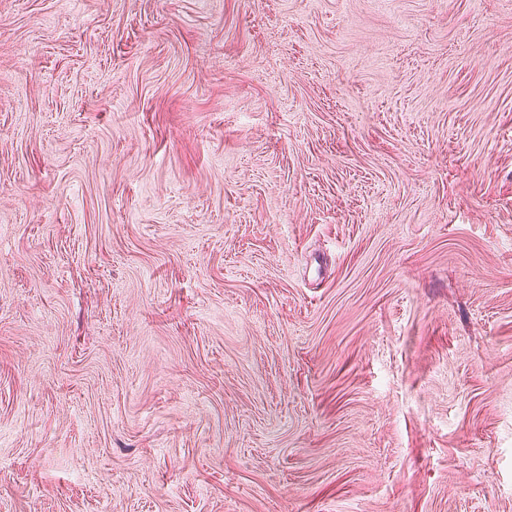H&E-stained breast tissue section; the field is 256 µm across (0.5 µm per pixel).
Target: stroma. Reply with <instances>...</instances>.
I'll return each mask as SVG.
<instances>
[{
    "label": "stroma",
    "instance_id": "obj_1",
    "mask_svg": "<svg viewBox=\"0 0 512 512\" xmlns=\"http://www.w3.org/2000/svg\"><path fill=\"white\" fill-rule=\"evenodd\" d=\"M0 512H512V0H0Z\"/></svg>",
    "mask_w": 512,
    "mask_h": 512
}]
</instances>
